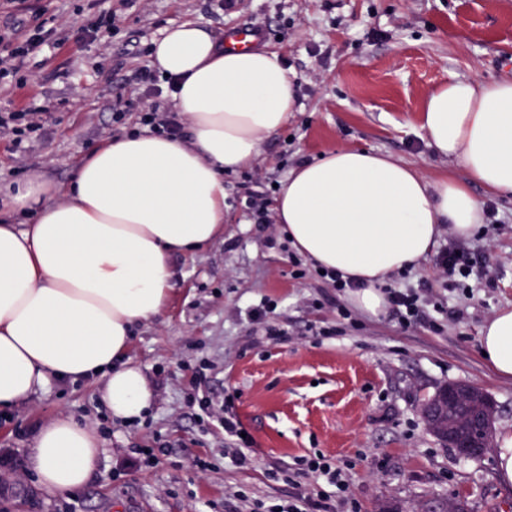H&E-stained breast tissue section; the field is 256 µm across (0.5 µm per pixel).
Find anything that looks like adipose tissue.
Instances as JSON below:
<instances>
[{"label":"adipose tissue","instance_id":"1","mask_svg":"<svg viewBox=\"0 0 512 512\" xmlns=\"http://www.w3.org/2000/svg\"><path fill=\"white\" fill-rule=\"evenodd\" d=\"M153 46L152 65L179 80L173 101L189 140L123 135L83 155L70 184L11 187L0 203V410L53 383L98 378L114 421L147 416L152 382L127 357L134 331L170 299L173 257L223 232L225 171L249 165L296 110L275 53L224 49L191 21ZM419 120L468 182L428 181L391 156L339 149L292 169L275 201L292 246L353 278L351 303L374 314L387 307L381 284L428 254L441 225L467 239L485 223L469 182L512 196V81L438 85ZM480 349L512 379V308L483 324ZM102 443L61 417L36 431L25 465L65 496L96 471Z\"/></svg>","mask_w":512,"mask_h":512}]
</instances>
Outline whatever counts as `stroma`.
<instances>
[{
  "mask_svg": "<svg viewBox=\"0 0 512 512\" xmlns=\"http://www.w3.org/2000/svg\"><path fill=\"white\" fill-rule=\"evenodd\" d=\"M93 0H53L69 23L57 28L61 47L38 54L35 82L0 94V108L36 97L46 110L24 159L0 135V187L28 179L60 185L79 157L112 128L117 67L134 68L127 45L149 47L164 29L184 21L214 39L231 28L268 25L264 51L278 53L294 80L297 110L261 146L254 165L284 185L298 164L337 149H371L418 169L426 180L461 167L436 157L417 122L425 95L454 79L512 80V0H150L121 10L111 31L93 45L80 36ZM244 171L224 177V233L189 256H178L176 289L162 313L137 329L128 352L155 386L142 423L125 426L103 416L97 386H53L0 415V448L26 458L37 427L70 414L101 431L105 451L88 483L65 497L46 493L34 478L0 496L5 512H224L225 492L279 498L286 484L268 469L320 452L351 478L360 512L387 500L411 508L424 499L457 495L469 512H512V487L494 471V454L457 459L424 428L418 408L445 384L469 381L495 401V433L512 434V380L483 360L480 329L512 308V197L470 190L493 205L488 240L471 237L482 280L463 314L443 332L400 330L388 314L352 310L348 293L311 276L283 232L268 236L237 203ZM274 303L265 325L284 330L271 340L250 313ZM204 368L213 399L233 395L251 433L257 461L237 467L225 454L224 431L196 402L191 379ZM161 446L157 460L132 462L136 448ZM210 464L194 470L191 457Z\"/></svg>",
  "mask_w": 512,
  "mask_h": 512,
  "instance_id": "1",
  "label": "stroma"
}]
</instances>
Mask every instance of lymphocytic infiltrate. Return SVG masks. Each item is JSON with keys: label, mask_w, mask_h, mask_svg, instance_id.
<instances>
[{"label": "lymphocytic infiltrate", "mask_w": 512, "mask_h": 512, "mask_svg": "<svg viewBox=\"0 0 512 512\" xmlns=\"http://www.w3.org/2000/svg\"><path fill=\"white\" fill-rule=\"evenodd\" d=\"M6 10L7 22L0 29V81L14 78L16 87L28 83L23 72L31 53L56 48L45 29L46 5L40 0H0ZM122 91L112 101V122L122 125L129 111H137L138 122L154 135L180 138L184 135L185 122L178 113L161 109L165 93L176 91L175 77L160 75L148 65H141L131 75L125 76ZM42 106L29 104L24 109L0 113V134L9 136L13 148L19 153L30 149V133L39 131L44 122ZM272 188L258 178H248L242 186L238 202L252 217L255 224H273ZM444 292L431 288H385L391 317L401 330L424 325L434 332H442L445 322L458 319L457 310L449 308V296L469 300L474 296L469 279L475 264L470 253L460 245L449 244L436 262ZM200 405L209 417L215 418L225 435L231 437L234 448L233 462L240 467L254 463L256 450L253 438L244 434L245 428L234 411L233 396H226L220 404H213L209 397H202ZM269 478L291 486L287 498L266 501L234 493L225 501L226 512H358L359 505L350 489V480L342 468L331 458L319 454L297 458L294 467L272 469Z\"/></svg>", "instance_id": "obj_1"}]
</instances>
